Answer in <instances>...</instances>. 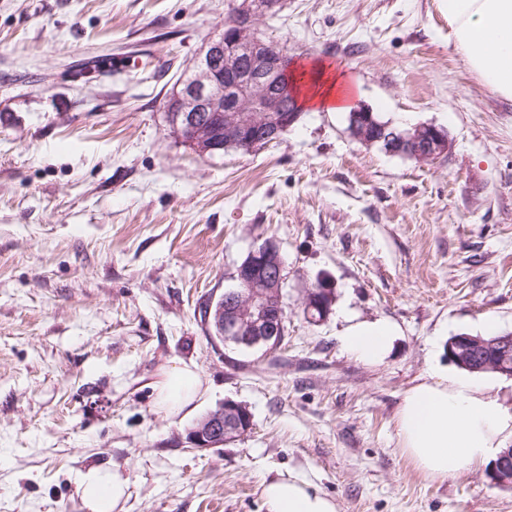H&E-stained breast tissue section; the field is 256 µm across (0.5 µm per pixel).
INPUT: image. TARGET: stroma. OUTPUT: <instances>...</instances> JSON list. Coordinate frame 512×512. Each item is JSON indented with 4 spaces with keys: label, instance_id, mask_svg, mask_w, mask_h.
<instances>
[{
    "label": "stroma",
    "instance_id": "1",
    "mask_svg": "<svg viewBox=\"0 0 512 512\" xmlns=\"http://www.w3.org/2000/svg\"><path fill=\"white\" fill-rule=\"evenodd\" d=\"M234 2L0 0V512H87L79 473L115 465L122 512H264L263 481L288 475L337 512H512L485 466L428 478L396 425L410 387L455 372L450 336L512 331V100L465 65L440 0H284L263 34L381 120L443 127L448 155L364 145L309 106L276 143L198 155L164 103ZM268 239L287 330L244 352L204 305ZM376 320L398 334L368 364L339 335ZM182 364L204 392L172 417L154 386ZM228 399L251 433L192 447Z\"/></svg>",
    "mask_w": 512,
    "mask_h": 512
}]
</instances>
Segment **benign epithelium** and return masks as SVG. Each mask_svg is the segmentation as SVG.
<instances>
[{"mask_svg":"<svg viewBox=\"0 0 512 512\" xmlns=\"http://www.w3.org/2000/svg\"><path fill=\"white\" fill-rule=\"evenodd\" d=\"M280 0H240L225 21L224 31L211 37L199 57L195 75L180 83L164 108L175 112L178 135L201 155L236 146L269 145L298 119L287 106L282 79L290 71L285 48L260 32L259 21L277 14ZM370 142L390 153L398 145L413 146V157L433 162L448 152L446 132L419 124L406 133L388 125L376 127ZM285 263L273 240L253 249L239 266L237 288L224 292L216 325L218 336L245 349L276 350L284 339L287 312L283 301ZM448 360L457 366L493 369L512 376V333L486 340L460 333L448 339ZM253 416L242 403L227 399L188 432L195 448H215L248 435ZM491 484L512 488V448L486 470Z\"/></svg>","mask_w":512,"mask_h":512,"instance_id":"7a95c632","label":"benign epithelium"}]
</instances>
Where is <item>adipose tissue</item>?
<instances>
[{
    "instance_id": "ef3b65f1",
    "label": "adipose tissue",
    "mask_w": 512,
    "mask_h": 512,
    "mask_svg": "<svg viewBox=\"0 0 512 512\" xmlns=\"http://www.w3.org/2000/svg\"><path fill=\"white\" fill-rule=\"evenodd\" d=\"M448 16V39L465 65L496 94L512 99V0H441ZM305 103L331 112L349 110L343 74L331 65L301 67ZM397 334L386 320L348 326L344 348L362 360L386 357ZM201 380L189 366L167 371L155 385L160 406L178 413L198 397ZM491 384L476 375L457 374L424 380L409 388L397 412L403 451L426 475L448 479L496 459L512 439V410L492 395ZM77 487L88 512H115L128 479L119 468H90ZM266 512H336L334 502L309 483L288 477L263 488Z\"/></svg>"
}]
</instances>
